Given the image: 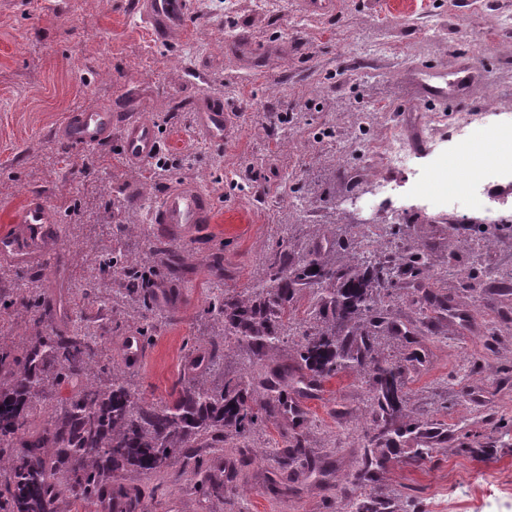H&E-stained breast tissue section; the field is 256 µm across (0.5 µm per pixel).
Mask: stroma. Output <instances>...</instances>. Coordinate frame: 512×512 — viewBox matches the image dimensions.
Returning a JSON list of instances; mask_svg holds the SVG:
<instances>
[{
  "label": "stroma",
  "instance_id": "obj_1",
  "mask_svg": "<svg viewBox=\"0 0 512 512\" xmlns=\"http://www.w3.org/2000/svg\"><path fill=\"white\" fill-rule=\"evenodd\" d=\"M185 34L152 38L140 0H0V235L14 232L26 196H45L59 217L55 261L17 265L0 260V325L10 340L36 336L16 297L28 285L43 296L60 287L62 275L90 265L98 252L149 255L146 275L154 305H116L118 288L103 274L91 294L69 296L68 329L90 324L99 359L120 367L125 337L143 332L147 359L132 382L149 401L168 400L194 338L214 334L205 309L216 281L213 254L224 263V292L256 282L262 258L278 246L303 244L311 225L333 224L362 238L369 222L385 224L384 250L404 256L410 247L431 248L433 282L460 317L432 311L424 282L397 279L391 313L400 335L386 336L380 350L404 368L408 415L432 428L428 457L411 465L416 441L391 446L397 464L382 471L378 492L414 512H430L438 488L471 490L470 474L490 464L512 474V189L503 191L490 224L482 209H461L469 231L495 243L475 256L458 246L452 224L434 223L415 208L414 179L393 174L399 203L371 209L364 193L381 170L364 142L374 127L355 126L359 112L405 125L435 112H470L490 105L512 116V28L498 26L512 14V0H336L319 15L303 12L301 0H187ZM441 38H434V31ZM384 38L382 55L355 59L353 46ZM467 68L470 88L458 90L449 74ZM209 98L231 115L223 141L197 131L195 113ZM102 106L152 123L160 130L167 170L150 160L132 162L121 149V128L106 141L80 146L63 139L66 117ZM192 181L215 199L218 221L167 251L150 253L151 207L176 183ZM132 225L121 241L112 227ZM487 279L475 295L470 276ZM296 339L248 361L226 353V370L245 375L253 389L294 365ZM297 411L259 428L254 454H212L200 449L202 467L190 481L169 482L145 497L147 512H342L343 482L359 465L363 433L348 432L353 418L371 416L372 389L345 373L314 391L293 394ZM301 439L307 456L289 472L287 498L271 491L278 478L275 454L287 439ZM325 474H310L307 459ZM233 469L221 494L208 493L212 476Z\"/></svg>",
  "mask_w": 512,
  "mask_h": 512
}]
</instances>
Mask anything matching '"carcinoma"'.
<instances>
[{
  "label": "carcinoma",
  "instance_id": "obj_1",
  "mask_svg": "<svg viewBox=\"0 0 512 512\" xmlns=\"http://www.w3.org/2000/svg\"><path fill=\"white\" fill-rule=\"evenodd\" d=\"M118 267L130 295L144 294L145 267L103 259ZM318 270H313V267ZM426 248L408 251L403 264L371 261L357 243L333 237L323 247L311 240L299 250L282 247L264 260L263 276L252 288L220 294L210 303L223 334L200 338L208 351V373L218 383L183 370L178 388L165 402L144 400L123 371L92 361L95 340L82 331L54 330L19 345L0 336V512H84L111 489L140 508L143 482L162 488L173 470L187 476L200 467L195 448H247L256 427L273 424L280 403L255 405L250 384L224 373V348L244 347L258 355L280 337H298L300 371L323 382L352 371L370 383L378 414L366 430V448L349 482L361 492L348 512H399L374 490L387 463L383 446L423 426L403 420V366L381 356L378 339L391 336V288L399 272L431 278ZM307 289L313 308L305 324L294 321L295 296ZM42 322L57 306L40 296L23 302ZM71 387L68 396L56 393ZM43 411L36 426L32 416Z\"/></svg>",
  "mask_w": 512,
  "mask_h": 512
}]
</instances>
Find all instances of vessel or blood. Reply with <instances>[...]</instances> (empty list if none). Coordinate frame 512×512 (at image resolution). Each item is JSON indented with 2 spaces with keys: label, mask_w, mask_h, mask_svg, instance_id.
I'll use <instances>...</instances> for the list:
<instances>
[{
  "label": "vessel or blood",
  "mask_w": 512,
  "mask_h": 512,
  "mask_svg": "<svg viewBox=\"0 0 512 512\" xmlns=\"http://www.w3.org/2000/svg\"><path fill=\"white\" fill-rule=\"evenodd\" d=\"M144 11L160 40H167L187 23L185 0H142ZM115 115L109 110L91 109L72 115L61 127V134L77 145H94L112 133ZM199 130L212 140L224 137L227 115L222 101L209 99L196 112ZM158 148L155 126L146 121L122 125V151L133 162L147 159ZM211 196L198 184L180 182L158 201L151 221L158 234L167 240L191 237L204 224L216 221ZM57 217L45 197L30 194L18 218V228L0 237V259L26 263L49 256L55 243L52 226Z\"/></svg>",
  "instance_id": "b4317fda"
}]
</instances>
